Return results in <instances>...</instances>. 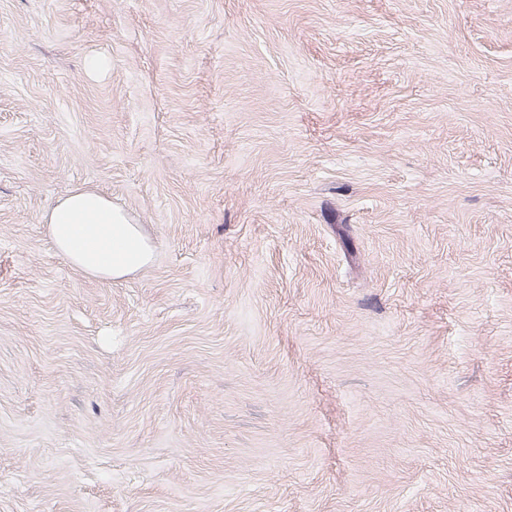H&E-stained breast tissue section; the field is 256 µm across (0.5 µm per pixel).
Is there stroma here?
<instances>
[{"instance_id": "1", "label": "stroma", "mask_w": 512, "mask_h": 512, "mask_svg": "<svg viewBox=\"0 0 512 512\" xmlns=\"http://www.w3.org/2000/svg\"><path fill=\"white\" fill-rule=\"evenodd\" d=\"M0 512H512V0H0ZM44 220L56 250L86 275L118 280L151 261L140 224L93 190L74 189L47 211Z\"/></svg>"}]
</instances>
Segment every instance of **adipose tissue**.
<instances>
[{
    "label": "adipose tissue",
    "instance_id": "adipose-tissue-1",
    "mask_svg": "<svg viewBox=\"0 0 512 512\" xmlns=\"http://www.w3.org/2000/svg\"><path fill=\"white\" fill-rule=\"evenodd\" d=\"M44 220L56 250L86 275L118 280L152 258L142 227L93 190L74 189L47 211Z\"/></svg>",
    "mask_w": 512,
    "mask_h": 512
}]
</instances>
